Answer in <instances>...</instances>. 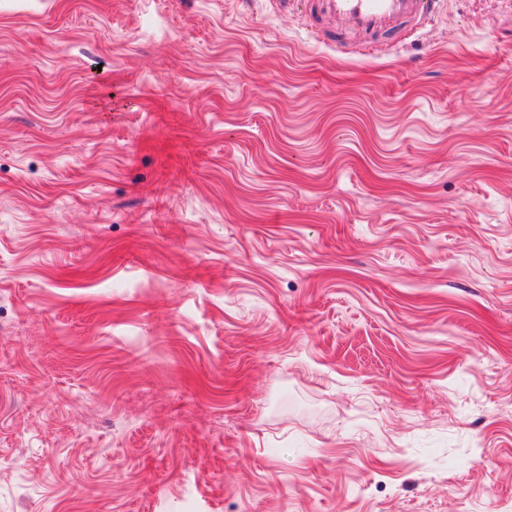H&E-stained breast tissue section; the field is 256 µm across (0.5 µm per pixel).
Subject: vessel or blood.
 <instances>
[{"label": "vessel or blood", "instance_id": "1", "mask_svg": "<svg viewBox=\"0 0 512 512\" xmlns=\"http://www.w3.org/2000/svg\"><path fill=\"white\" fill-rule=\"evenodd\" d=\"M434 0H325L324 10L336 22V43L348 32L369 39L400 33L403 25L418 26L431 17Z\"/></svg>", "mask_w": 512, "mask_h": 512}]
</instances>
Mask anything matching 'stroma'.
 I'll use <instances>...</instances> for the list:
<instances>
[{
  "instance_id": "1",
  "label": "stroma",
  "mask_w": 512,
  "mask_h": 512,
  "mask_svg": "<svg viewBox=\"0 0 512 512\" xmlns=\"http://www.w3.org/2000/svg\"><path fill=\"white\" fill-rule=\"evenodd\" d=\"M307 2L0 0V512H512V0ZM433 0H325L324 10L336 22V46L343 49L345 36L353 31L371 42L361 43L360 49L379 50L377 38L402 32L404 24H422L433 15Z\"/></svg>"
}]
</instances>
